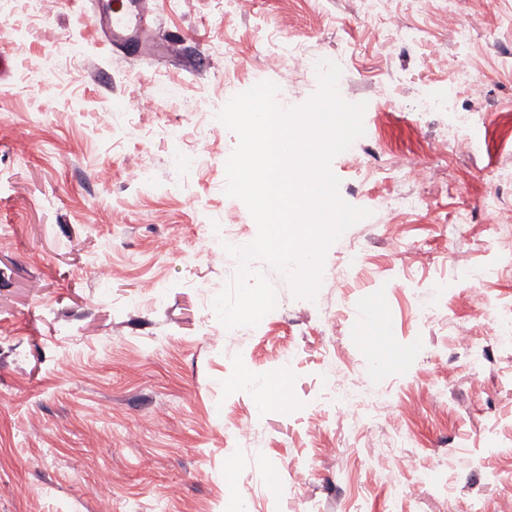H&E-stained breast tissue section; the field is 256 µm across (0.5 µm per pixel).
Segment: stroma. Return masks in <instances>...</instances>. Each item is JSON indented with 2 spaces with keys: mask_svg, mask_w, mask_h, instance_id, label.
<instances>
[{
  "mask_svg": "<svg viewBox=\"0 0 512 512\" xmlns=\"http://www.w3.org/2000/svg\"><path fill=\"white\" fill-rule=\"evenodd\" d=\"M384 7L407 36L363 24L360 0H254L247 15L231 0H154L155 39L183 43L145 62L105 41L86 0H43L38 22L0 0V512H103L104 470L112 512H495L512 499V349L497 341L512 236L492 230L512 226V0ZM282 45L344 64L341 97L365 103V136L330 168L371 215L328 248L314 299L252 262L277 305L229 331L213 300L237 270L211 253L223 225L242 245L257 225L225 193L237 137L216 115ZM435 49L477 86L449 88ZM31 55L57 77L23 78ZM265 72L291 108L318 88L288 58ZM450 94L474 122L446 144L449 113H421L419 99ZM149 95L156 108L141 111ZM206 120L208 152L187 163L164 131L180 125L190 144ZM131 166L141 183L126 181ZM403 194L423 207L378 210ZM463 331L479 363L457 348ZM331 363L366 400L362 430L338 416ZM273 377L285 393L263 401ZM403 402L415 416L401 446L376 409Z\"/></svg>",
  "mask_w": 512,
  "mask_h": 512,
  "instance_id": "obj_1",
  "label": "stroma"
}]
</instances>
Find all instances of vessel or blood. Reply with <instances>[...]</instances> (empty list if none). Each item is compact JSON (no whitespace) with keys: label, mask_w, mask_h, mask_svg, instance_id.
Masks as SVG:
<instances>
[{"label":"vessel or blood","mask_w":512,"mask_h":512,"mask_svg":"<svg viewBox=\"0 0 512 512\" xmlns=\"http://www.w3.org/2000/svg\"><path fill=\"white\" fill-rule=\"evenodd\" d=\"M151 12L149 0H115L113 5L97 8L93 21L108 42L146 58L155 45Z\"/></svg>","instance_id":"1"}]
</instances>
